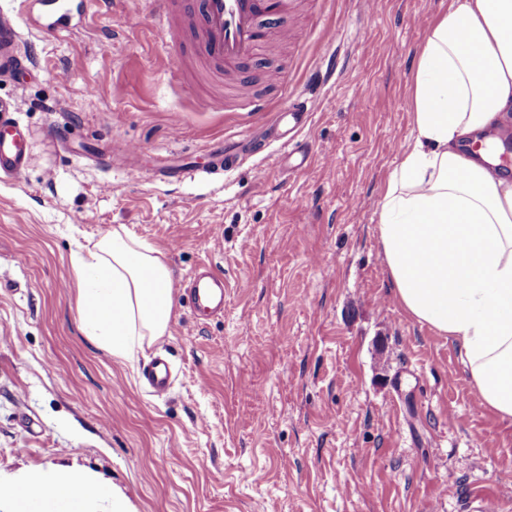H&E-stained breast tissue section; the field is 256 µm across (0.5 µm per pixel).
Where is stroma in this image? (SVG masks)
Wrapping results in <instances>:
<instances>
[{
    "mask_svg": "<svg viewBox=\"0 0 512 512\" xmlns=\"http://www.w3.org/2000/svg\"><path fill=\"white\" fill-rule=\"evenodd\" d=\"M286 2L307 41L263 45L207 98L171 80L185 44L152 0L86 5L57 33L0 0L35 61L0 76L30 132L27 167L0 178V471L75 460L136 512H466L477 493L512 512V423L403 311L379 245L382 187L414 136L412 64L449 0ZM297 89L314 109L284 146L277 112ZM219 142L239 161L211 174ZM179 163L191 171L164 179ZM119 224L175 278L209 264L229 284L207 320L175 297L168 334L132 364L80 331L70 266ZM159 354L162 397L142 378Z\"/></svg>",
    "mask_w": 512,
    "mask_h": 512,
    "instance_id": "35a3bbf8",
    "label": "stroma"
}]
</instances>
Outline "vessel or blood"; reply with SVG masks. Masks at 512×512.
<instances>
[{
    "instance_id": "b4317fda",
    "label": "vessel or blood",
    "mask_w": 512,
    "mask_h": 512,
    "mask_svg": "<svg viewBox=\"0 0 512 512\" xmlns=\"http://www.w3.org/2000/svg\"><path fill=\"white\" fill-rule=\"evenodd\" d=\"M282 0H154V16L168 33L192 35L194 59L215 69L243 71L255 59L261 40L281 35ZM21 34L11 18L0 16V64L27 68L30 58L18 50ZM310 107L302 96H295L280 114L281 123L299 131L307 124ZM28 163L25 130L9 110L0 111V176L14 177ZM226 284L211 272L195 273L184 293L191 310L199 317L224 312ZM154 395L167 393L170 369L165 360H155L143 373Z\"/></svg>"
}]
</instances>
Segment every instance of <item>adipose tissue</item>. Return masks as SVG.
I'll return each mask as SVG.
<instances>
[{"label":"adipose tissue","mask_w":512,"mask_h":512,"mask_svg":"<svg viewBox=\"0 0 512 512\" xmlns=\"http://www.w3.org/2000/svg\"><path fill=\"white\" fill-rule=\"evenodd\" d=\"M415 137L383 190L379 240L395 296L460 352L482 405L512 422V0H453L427 33L410 91ZM84 336L132 363L169 332L163 253L113 227L73 251ZM0 512H135L82 465L0 474Z\"/></svg>","instance_id":"1"}]
</instances>
